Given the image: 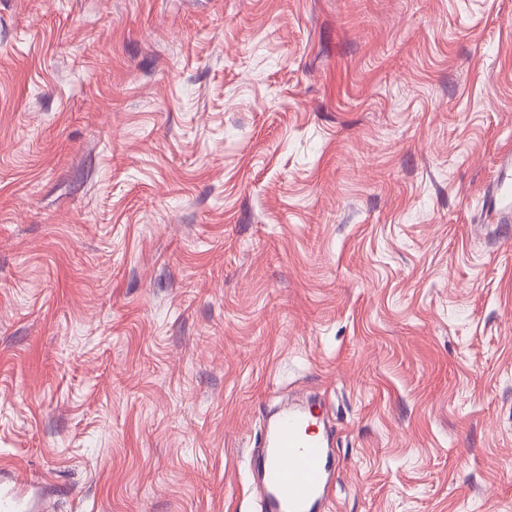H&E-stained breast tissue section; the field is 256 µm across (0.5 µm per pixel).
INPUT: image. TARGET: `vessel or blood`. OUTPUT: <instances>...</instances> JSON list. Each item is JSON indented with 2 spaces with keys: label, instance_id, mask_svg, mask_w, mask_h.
Segmentation results:
<instances>
[{
  "label": "vessel or blood",
  "instance_id": "obj_1",
  "mask_svg": "<svg viewBox=\"0 0 512 512\" xmlns=\"http://www.w3.org/2000/svg\"><path fill=\"white\" fill-rule=\"evenodd\" d=\"M488 220L512 222V151L500 154L497 174L485 193ZM323 417L289 408L270 427L262 454L259 512H333V478L342 468L322 433ZM0 503L10 512H32L35 501L15 472L0 474Z\"/></svg>",
  "mask_w": 512,
  "mask_h": 512
}]
</instances>
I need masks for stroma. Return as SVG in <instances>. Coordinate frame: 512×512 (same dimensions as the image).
<instances>
[{"label": "stroma", "mask_w": 512, "mask_h": 512, "mask_svg": "<svg viewBox=\"0 0 512 512\" xmlns=\"http://www.w3.org/2000/svg\"><path fill=\"white\" fill-rule=\"evenodd\" d=\"M512 0H0V469L38 512H512ZM485 218L497 224L512 222V151L500 154L497 174L485 192ZM320 411L289 408L270 427L262 454L260 512H332L343 463L321 434Z\"/></svg>", "instance_id": "1"}]
</instances>
